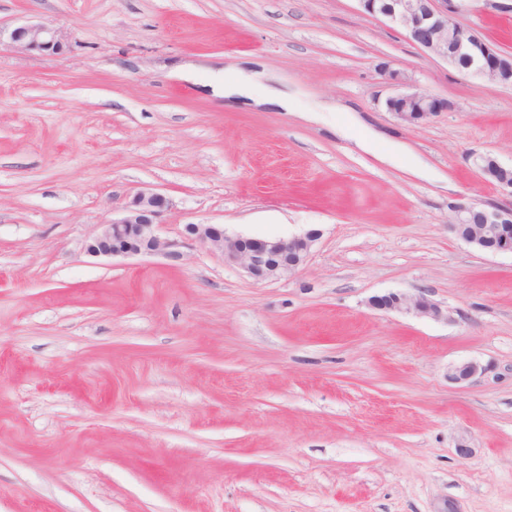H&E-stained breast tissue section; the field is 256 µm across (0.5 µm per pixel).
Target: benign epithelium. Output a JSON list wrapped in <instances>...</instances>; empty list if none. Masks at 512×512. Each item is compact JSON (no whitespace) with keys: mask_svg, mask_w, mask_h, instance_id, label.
<instances>
[{"mask_svg":"<svg viewBox=\"0 0 512 512\" xmlns=\"http://www.w3.org/2000/svg\"><path fill=\"white\" fill-rule=\"evenodd\" d=\"M362 10L404 29L408 39L427 56L446 61L458 72L475 74L499 84L512 83V52L499 50L466 29L457 20L464 0H358ZM29 51L60 55L66 43L61 31L49 23L21 24L0 28V39ZM386 110L408 125L426 121L452 105L445 99L418 90L407 89L385 101ZM482 179L497 178L500 192L512 197V165L506 166L491 155L476 160ZM172 206L165 194L153 189L135 193L123 206L119 217L101 225L99 232L85 245L84 252L95 258L113 260L160 255L171 262L183 258L182 247L197 243L219 254L224 262L241 266L254 280L263 281L291 273L302 266L316 234L308 232L291 238L230 236L222 224H186L184 239L169 240L160 233L161 217ZM478 209L473 203L452 206L451 229L469 246L489 254L512 253V208H481L479 223L472 222ZM370 306L429 318L448 320V310L428 298L415 294L388 293L374 296ZM483 372L467 361L449 373L456 383L468 382Z\"/></svg>","mask_w":512,"mask_h":512,"instance_id":"obj_1","label":"benign epithelium"}]
</instances>
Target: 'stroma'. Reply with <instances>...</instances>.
Wrapping results in <instances>:
<instances>
[{
  "mask_svg": "<svg viewBox=\"0 0 512 512\" xmlns=\"http://www.w3.org/2000/svg\"><path fill=\"white\" fill-rule=\"evenodd\" d=\"M458 20L512 51V12ZM25 22L69 48L0 44V512H512V254L449 228L512 204L473 163H512V85L357 0H0ZM383 64L451 110L402 123ZM254 67L292 111L211 94ZM146 188L170 239L319 237L262 282L194 243L87 256ZM420 290L448 320L369 305Z\"/></svg>",
  "mask_w": 512,
  "mask_h": 512,
  "instance_id": "obj_1",
  "label": "stroma"
}]
</instances>
